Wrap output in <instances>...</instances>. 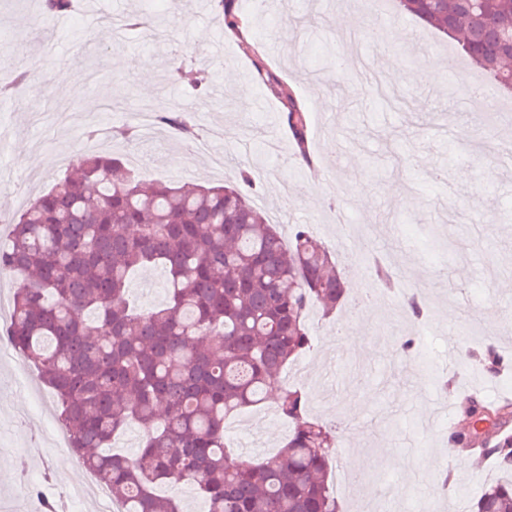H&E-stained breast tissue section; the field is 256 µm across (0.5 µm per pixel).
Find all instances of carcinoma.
<instances>
[{
    "mask_svg": "<svg viewBox=\"0 0 512 512\" xmlns=\"http://www.w3.org/2000/svg\"><path fill=\"white\" fill-rule=\"evenodd\" d=\"M405 13L442 33L462 34V50L502 90L512 58V0H398ZM71 0H45L39 23L70 12ZM224 30L246 55L243 0H214ZM125 29L153 28L157 19L136 13ZM258 78L285 107L302 163H310L309 112L261 60ZM171 76L198 93L203 79L188 78L185 63ZM155 125L185 141L200 137L193 110L150 107ZM143 182L119 157L89 152L78 168L33 199L0 232V271L18 279L7 339L35 365L54 392L70 447L109 488L122 512H182L179 500L157 494L164 483L192 485L207 512H340L328 484L337 432L309 417L306 394L283 389L279 411L288 421L280 451L250 461L225 451L224 422L260 404L283 369L312 345L307 314L330 316L342 306L345 278L330 251L305 224L285 241L242 187ZM161 266L168 295L159 307L136 311L129 275ZM405 307L417 321L431 311L410 295ZM420 344L398 340L396 357L412 363ZM477 361L489 376L505 363L496 346H468L459 363ZM492 413L512 420V404L465 411L471 424ZM142 431L136 453L113 451L129 424ZM488 453L512 469V433L497 435ZM471 512H512V478L487 485Z\"/></svg>",
    "mask_w": 512,
    "mask_h": 512,
    "instance_id": "carcinoma-1",
    "label": "carcinoma"
}]
</instances>
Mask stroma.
<instances>
[{
	"label": "stroma",
	"instance_id": "obj_1",
	"mask_svg": "<svg viewBox=\"0 0 512 512\" xmlns=\"http://www.w3.org/2000/svg\"><path fill=\"white\" fill-rule=\"evenodd\" d=\"M42 2L0 0V83L35 55L52 80L40 95L0 96V220H11L91 151L122 157L139 178L177 185L229 184L239 168L250 167L257 182L251 204L280 234L311 225L345 275L344 305L329 318L311 314L313 347L286 368L304 375L310 417L341 431L331 486L353 457L368 500L385 503L388 512H406L415 491L428 512H466L499 472L487 456L437 465L448 431L461 421L453 399L471 386L485 403L512 399V364L491 379L478 366L447 359L460 344L482 346V324L512 320V175L489 152L468 165L452 160L448 143L460 128L473 143L489 127L512 134V97L463 58L456 42L401 13L393 0H253L250 34L310 114L314 163L307 166L287 128L271 121L283 110L280 100L213 9L199 10V0H91L103 21L93 33L79 12L36 26ZM138 11L158 17L156 34L119 38L105 24ZM143 56L155 62L147 75L135 67ZM338 56L351 66L361 57L382 70L392 95L318 90L317 77ZM174 57L212 75L205 99L184 95L170 79ZM472 81L500 105L495 122L467 104L461 85ZM160 97L195 110L202 132L214 133L211 153L221 154L223 165L168 129L149 127L146 109ZM92 124L100 133L90 141L85 130ZM123 125L138 126L136 141L112 138ZM433 227L449 252L431 249ZM384 247L401 272L399 293L417 290L432 304L428 333L405 312L399 293L384 291L372 275L370 255ZM129 286L149 309L164 302L167 276L147 267ZM350 335L365 336L364 350L346 345ZM404 336L419 338L447 389L396 358L395 343ZM15 375L14 358L0 355V512H43L24 491L27 483L54 488L60 512H98L93 501L72 496L85 474L54 444L53 393L38 381L22 386ZM231 421L226 440L233 453L255 460L277 452L288 436L271 398ZM385 451L393 464L378 463Z\"/></svg>",
	"mask_w": 512,
	"mask_h": 512
}]
</instances>
